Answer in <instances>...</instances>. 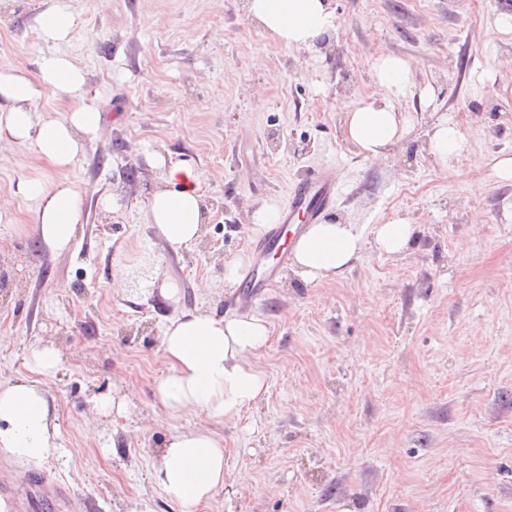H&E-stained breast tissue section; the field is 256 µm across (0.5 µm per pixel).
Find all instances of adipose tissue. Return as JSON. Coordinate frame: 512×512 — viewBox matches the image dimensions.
<instances>
[{
    "label": "adipose tissue",
    "instance_id": "ef3b65f1",
    "mask_svg": "<svg viewBox=\"0 0 512 512\" xmlns=\"http://www.w3.org/2000/svg\"><path fill=\"white\" fill-rule=\"evenodd\" d=\"M250 15L287 46H315L336 28L332 0H249ZM414 65L387 56L373 65L380 95L352 104L345 113L346 134L359 154H382L409 131L400 111L412 89ZM39 80L20 71L0 72V98L9 103L0 113V134L33 142L59 173L52 184L24 180L20 192L36 206L35 230L51 251L67 248L82 219V196L66 172L97 137L102 112L86 103L84 75L66 57L51 54L40 65ZM68 105L64 118L39 120L34 105L41 86ZM164 188L150 197L149 220L173 246L196 239L205 215L194 169L173 164L165 170ZM363 235L339 221L309 225L293 245L295 274L308 282L342 274L362 250ZM268 323L255 316L217 318L199 311L169 319L162 349L169 371L157 384L159 400L170 416L203 413L226 418L254 404L266 391L264 374L251 355L269 340ZM59 425L39 382L0 384V453L40 466L57 451ZM224 447L208 432L177 431L162 451L157 480L179 512H200L224 485Z\"/></svg>",
    "mask_w": 512,
    "mask_h": 512
}]
</instances>
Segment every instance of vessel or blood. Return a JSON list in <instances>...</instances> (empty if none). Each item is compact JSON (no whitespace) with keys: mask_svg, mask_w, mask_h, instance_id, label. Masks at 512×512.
Masks as SVG:
<instances>
[{"mask_svg":"<svg viewBox=\"0 0 512 512\" xmlns=\"http://www.w3.org/2000/svg\"><path fill=\"white\" fill-rule=\"evenodd\" d=\"M341 192L340 169L332 163L313 169L306 179L290 187L279 222L265 229L252 244L255 261L243 271L240 297L243 305H250L265 295L280 268L288 263L289 253L284 243L290 225L299 218L308 224L319 221L336 206Z\"/></svg>","mask_w":512,"mask_h":512,"instance_id":"1","label":"vessel or blood"}]
</instances>
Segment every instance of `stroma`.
Returning a JSON list of instances; mask_svg holds the SVG:
<instances>
[{
	"label": "stroma",
	"mask_w": 512,
	"mask_h": 512,
	"mask_svg": "<svg viewBox=\"0 0 512 512\" xmlns=\"http://www.w3.org/2000/svg\"><path fill=\"white\" fill-rule=\"evenodd\" d=\"M55 2L0 0V71L35 79L64 55L104 119L67 172L83 214L59 253L17 192L56 171L0 138V382L32 379L34 348L60 358L41 378L59 448L40 467L0 456L9 512H179L160 450L196 428L227 471L203 512H512V181L493 169L512 156V0H333L323 49L278 42L246 0H66L75 24L53 44L38 19ZM382 56L414 64L411 128L367 159L344 113L376 93ZM445 120L465 138L447 163L426 148ZM160 157L195 170L207 215L178 249L146 217ZM322 163L343 183L326 218L362 231L358 259L311 283L284 266L240 305L225 261L252 263L255 213ZM395 216L415 231L388 254L372 228ZM196 310L269 325L251 358L268 389L239 415L172 417L158 398L162 328ZM112 394L126 407L98 414Z\"/></svg>",
	"instance_id": "stroma-1"
}]
</instances>
